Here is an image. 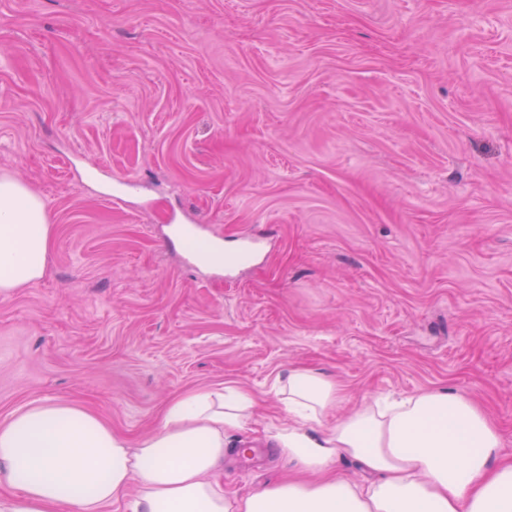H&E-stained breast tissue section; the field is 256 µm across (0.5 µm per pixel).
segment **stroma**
<instances>
[{
    "label": "stroma",
    "mask_w": 512,
    "mask_h": 512,
    "mask_svg": "<svg viewBox=\"0 0 512 512\" xmlns=\"http://www.w3.org/2000/svg\"><path fill=\"white\" fill-rule=\"evenodd\" d=\"M2 176L52 248L0 296V421L49 400L134 442L234 384L244 494L288 473L272 384L306 366L347 389L328 424L452 387L512 458V0H0ZM179 225L264 246L190 265Z\"/></svg>",
    "instance_id": "35a3bbf8"
}]
</instances>
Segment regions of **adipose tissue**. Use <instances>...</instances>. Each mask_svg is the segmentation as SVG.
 <instances>
[{
    "instance_id": "obj_1",
    "label": "adipose tissue",
    "mask_w": 512,
    "mask_h": 512,
    "mask_svg": "<svg viewBox=\"0 0 512 512\" xmlns=\"http://www.w3.org/2000/svg\"><path fill=\"white\" fill-rule=\"evenodd\" d=\"M50 250L45 202L1 178L0 294L41 278ZM273 391L288 422L267 442L304 479L224 491L227 442L256 406L234 385L176 398L134 446L89 411L39 401L0 422V512H512L500 430L458 390L377 398L331 427L344 389L324 372L290 368ZM342 457L365 482L334 472Z\"/></svg>"
}]
</instances>
